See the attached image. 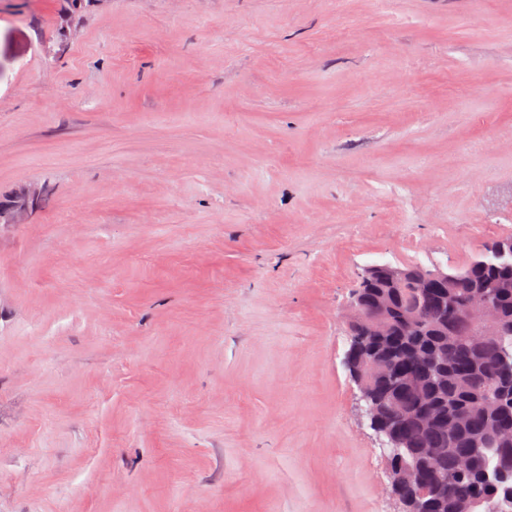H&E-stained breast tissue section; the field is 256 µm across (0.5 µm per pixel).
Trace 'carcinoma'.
<instances>
[{
	"instance_id": "obj_1",
	"label": "carcinoma",
	"mask_w": 512,
	"mask_h": 512,
	"mask_svg": "<svg viewBox=\"0 0 512 512\" xmlns=\"http://www.w3.org/2000/svg\"><path fill=\"white\" fill-rule=\"evenodd\" d=\"M490 246L466 266L448 273V282H436L424 291L423 318L418 324L405 314L406 293L387 286L385 272L364 279L360 272L354 291L366 307L374 305L381 291L391 294L393 330L382 338L381 351L387 353L396 378L410 376L419 382L414 389L394 388V402L380 410L381 421L391 423L402 446L404 458L422 461L423 484L436 493L428 500L427 512H460L458 504L477 497L512 512V483H490L482 478L493 474L498 462H512V441L486 445L483 435L489 419L478 404L493 390L508 393V404L499 420L512 422V266L487 261ZM488 284L491 298L505 318L500 336L473 342L479 330L453 313L447 306ZM448 348V364L437 371L422 363L429 354ZM426 411L436 415L432 427L422 426L415 417ZM435 448L447 452L433 456ZM467 459L470 469L462 472L459 462Z\"/></svg>"
}]
</instances>
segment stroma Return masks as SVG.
<instances>
[{
	"instance_id": "obj_1",
	"label": "stroma",
	"mask_w": 512,
	"mask_h": 512,
	"mask_svg": "<svg viewBox=\"0 0 512 512\" xmlns=\"http://www.w3.org/2000/svg\"><path fill=\"white\" fill-rule=\"evenodd\" d=\"M23 181L0 512H391L349 297L512 236V0H0ZM46 192L45 184L34 181L19 183L0 203V226L26 223L25 221L37 211Z\"/></svg>"
}]
</instances>
